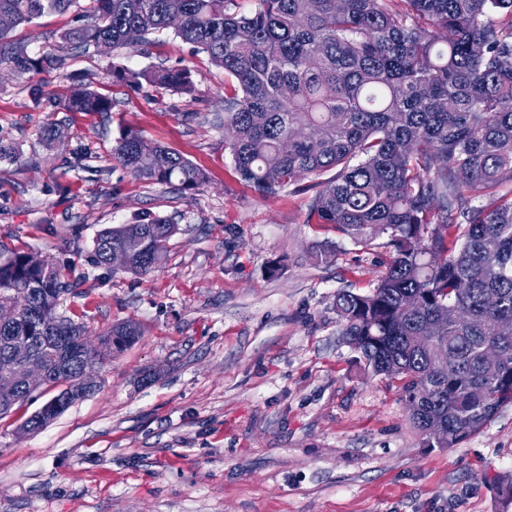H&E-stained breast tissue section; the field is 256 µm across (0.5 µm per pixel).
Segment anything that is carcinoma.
<instances>
[{
    "label": "carcinoma",
    "instance_id": "carcinoma-1",
    "mask_svg": "<svg viewBox=\"0 0 512 512\" xmlns=\"http://www.w3.org/2000/svg\"><path fill=\"white\" fill-rule=\"evenodd\" d=\"M75 0H0V67L42 71L77 48L148 51L171 30L231 78L224 133L235 170L259 194H309L307 224H331L359 246L382 237L389 256L365 293L342 290L343 335L375 375L396 378L414 429L432 448H453L512 405V0H256L239 15L232 0H89L77 25L36 57L4 48L9 33ZM118 83L194 90L181 70L130 71ZM68 112H109L112 101L78 81L59 103ZM112 157L135 179L198 190L207 174L182 155L126 128ZM173 218L149 212L102 230L96 264L135 235L142 250L126 271L147 275L168 252ZM69 284L56 265L0 248V416L32 396L16 370L49 369L47 401L80 389L92 359L79 336L57 329ZM495 295L489 307L485 297ZM465 314L448 320V308ZM437 328V346L412 338ZM136 324L104 335L105 356L137 342Z\"/></svg>",
    "mask_w": 512,
    "mask_h": 512
}]
</instances>
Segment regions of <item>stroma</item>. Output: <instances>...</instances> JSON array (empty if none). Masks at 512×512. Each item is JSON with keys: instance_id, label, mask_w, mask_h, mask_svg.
Instances as JSON below:
<instances>
[{"instance_id": "1", "label": "stroma", "mask_w": 512, "mask_h": 512, "mask_svg": "<svg viewBox=\"0 0 512 512\" xmlns=\"http://www.w3.org/2000/svg\"><path fill=\"white\" fill-rule=\"evenodd\" d=\"M88 0L19 26L29 55L57 42ZM183 69L196 90H136L113 65ZM76 74L112 101L66 112ZM47 99L37 101L33 85ZM229 85L173 32L148 53H71L64 67L0 71V244L49 257L74 288L59 308L91 339L131 320L139 341L97 365V388L35 434L17 427L49 398L0 419V512H503L512 405L453 448L422 443L396 381L368 373L342 334L336 294L364 292L384 248L305 221L307 198L240 181L217 108ZM61 142L42 143L48 124ZM133 127L203 168L192 193L133 178L112 157ZM148 211L177 232L154 272L94 261L99 231ZM333 245L321 258L315 243ZM277 261L281 269L269 275Z\"/></svg>"}]
</instances>
